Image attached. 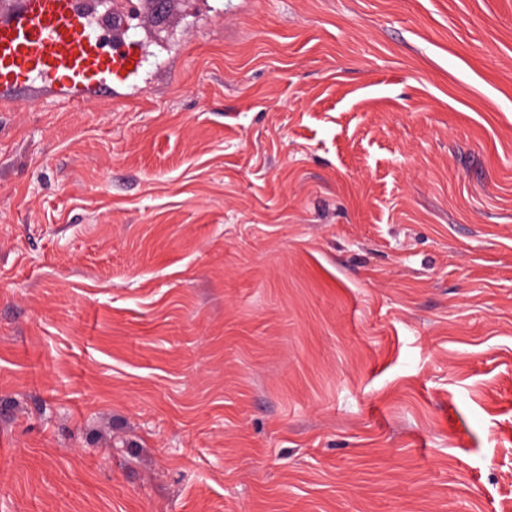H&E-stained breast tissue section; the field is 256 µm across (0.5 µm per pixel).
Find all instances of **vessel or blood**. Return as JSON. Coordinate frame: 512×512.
Masks as SVG:
<instances>
[{
	"mask_svg": "<svg viewBox=\"0 0 512 512\" xmlns=\"http://www.w3.org/2000/svg\"><path fill=\"white\" fill-rule=\"evenodd\" d=\"M134 21L170 29L180 17L167 0H111L104 11L90 0H0V104L26 108L43 94L119 103L148 90L142 45L126 38Z\"/></svg>",
	"mask_w": 512,
	"mask_h": 512,
	"instance_id": "1",
	"label": "vessel or blood"
}]
</instances>
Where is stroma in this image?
Masks as SVG:
<instances>
[{
  "label": "stroma",
  "mask_w": 512,
  "mask_h": 512,
  "mask_svg": "<svg viewBox=\"0 0 512 512\" xmlns=\"http://www.w3.org/2000/svg\"><path fill=\"white\" fill-rule=\"evenodd\" d=\"M173 2L0 110V512H512V0Z\"/></svg>",
  "instance_id": "1"
}]
</instances>
